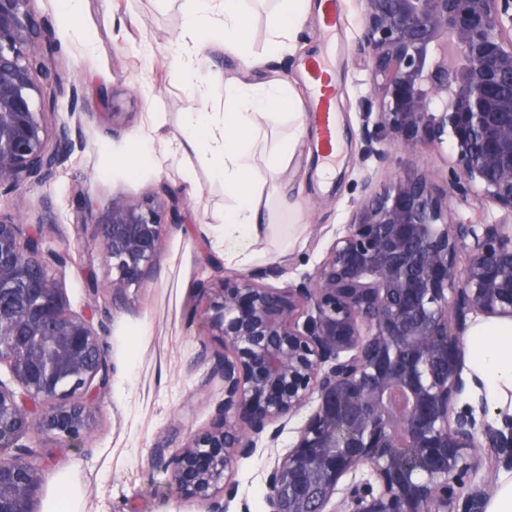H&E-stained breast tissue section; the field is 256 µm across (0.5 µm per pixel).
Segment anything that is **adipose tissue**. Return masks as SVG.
I'll list each match as a JSON object with an SVG mask.
<instances>
[{"instance_id": "1", "label": "adipose tissue", "mask_w": 512, "mask_h": 512, "mask_svg": "<svg viewBox=\"0 0 512 512\" xmlns=\"http://www.w3.org/2000/svg\"><path fill=\"white\" fill-rule=\"evenodd\" d=\"M246 31L244 0H194L177 58L178 76L195 97L208 93L197 66L204 46L201 34L218 35L220 44L236 50L249 69L257 60L246 48ZM225 93L230 104L224 111L185 114L177 150L210 156L211 174L234 204L225 211L223 225L208 228L205 236L223 249L225 258L245 264L254 259L252 247L263 228L277 219L269 199L294 156L302 113L290 88L280 82L257 88L240 80ZM282 118L288 122L284 134L276 128ZM467 355L487 402L512 412V322L477 320L469 330Z\"/></svg>"}]
</instances>
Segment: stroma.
<instances>
[{"mask_svg":"<svg viewBox=\"0 0 512 512\" xmlns=\"http://www.w3.org/2000/svg\"><path fill=\"white\" fill-rule=\"evenodd\" d=\"M321 0H311L292 51L250 70L221 48L204 50L200 72L211 92L207 108L223 111L224 80L247 74L261 84L278 79L306 100L302 61L319 54ZM192 0H81L68 14L62 0H33L32 9L59 44L54 55L66 76L55 112L46 114L49 129L68 126L72 149L50 181L27 189L21 199L0 197V215L23 210L28 223L40 226L53 251L50 272L59 281L69 310L89 315L105 349L110 380L92 403L93 421L81 448L47 435L29 433L19 445L40 462L43 488L34 504L45 512L59 479L67 478L83 494L80 512H204L201 504L180 498L170 483L165 461L194 435L208 429L224 400L212 368L223 349L209 335L200 282L217 283L232 265L223 250L200 238L202 224L221 225L232 203L221 182L211 176L205 153L167 156L132 167L125 157L142 132L170 139L179 134L184 112L195 106L181 83L174 59L175 42L184 31ZM343 23L336 33L331 72L334 108L341 134V164L327 178L316 133L306 130L272 202L277 221L265 232L260 253L247 265L259 270L281 266L282 281L313 272L335 233L344 232L362 196L366 178L380 183L384 172L361 161L362 111L370 95V64L359 54L362 16L355 0H341ZM272 0H250L247 41L251 53L265 54L272 37ZM107 88L112 114L102 111L99 90ZM449 144L403 157L397 174L426 172L439 190L448 187L452 167ZM171 191L165 247L158 267L141 284L116 299L93 295L86 283L94 275L100 286L112 281V268L91 247L92 224H81L76 207L86 192L99 205L115 197L143 201ZM301 424L293 419L275 447L259 441L255 452L237 463L231 477L229 512H265V494L276 456L287 452Z\"/></svg>","mask_w":512,"mask_h":512,"instance_id":"35a3bbf8","label":"stroma"}]
</instances>
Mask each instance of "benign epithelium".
Masks as SVG:
<instances>
[{
	"label": "benign epithelium",
	"instance_id": "1",
	"mask_svg": "<svg viewBox=\"0 0 512 512\" xmlns=\"http://www.w3.org/2000/svg\"><path fill=\"white\" fill-rule=\"evenodd\" d=\"M32 0H0V197L43 184L67 159L69 129L50 132L62 75ZM358 43L375 107L361 158L387 170L450 140L449 192L512 215V0H360ZM388 141L392 149L382 146ZM347 230L315 270L279 287L270 266L203 286L224 403L212 426L165 463L182 497L226 512L222 484L257 442H277L265 512H486L512 466V416L460 404L464 333L479 315L512 319V225L463 222L428 173L367 181ZM82 223L112 263L117 295L159 260L167 235L155 200L83 194ZM52 252L22 216L0 218V512H34L42 475L18 449L36 431L80 447L108 383L90 316L68 310ZM81 399H74L75 394ZM367 471L371 479L356 480Z\"/></svg>",
	"mask_w": 512,
	"mask_h": 512
}]
</instances>
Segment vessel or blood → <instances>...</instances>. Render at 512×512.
Returning a JSON list of instances; mask_svg holds the SVG:
<instances>
[{"label":"vessel or blood","mask_w":512,"mask_h":512,"mask_svg":"<svg viewBox=\"0 0 512 512\" xmlns=\"http://www.w3.org/2000/svg\"><path fill=\"white\" fill-rule=\"evenodd\" d=\"M322 28L325 39H332L342 22L339 0H323L321 5ZM331 66L327 54L308 59L304 64L309 93L305 117L308 123L318 127L323 155L327 160L336 157V118L331 109L334 88L329 76Z\"/></svg>","instance_id":"obj_1"}]
</instances>
